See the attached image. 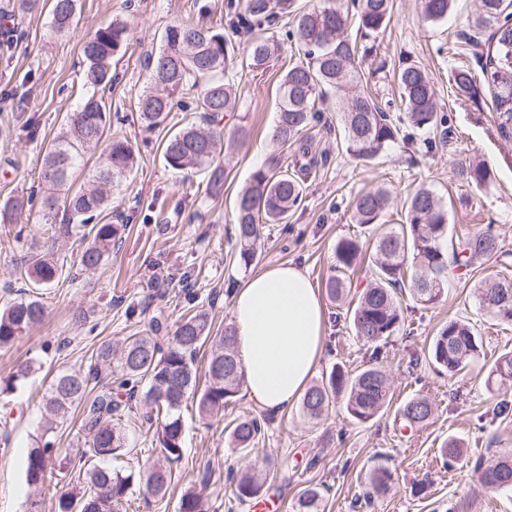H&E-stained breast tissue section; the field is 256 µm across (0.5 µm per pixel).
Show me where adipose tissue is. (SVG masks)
Returning a JSON list of instances; mask_svg holds the SVG:
<instances>
[{
    "label": "adipose tissue",
    "instance_id": "obj_1",
    "mask_svg": "<svg viewBox=\"0 0 512 512\" xmlns=\"http://www.w3.org/2000/svg\"><path fill=\"white\" fill-rule=\"evenodd\" d=\"M326 321L323 298L298 265H273L243 282L231 324L257 409L277 415L297 401L323 354Z\"/></svg>",
    "mask_w": 512,
    "mask_h": 512
}]
</instances>
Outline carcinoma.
Here are the masks:
<instances>
[{"mask_svg": "<svg viewBox=\"0 0 512 512\" xmlns=\"http://www.w3.org/2000/svg\"><path fill=\"white\" fill-rule=\"evenodd\" d=\"M77 0H51V26L57 33L70 29ZM426 20L439 23L453 12L456 0H421ZM291 0H247L246 12L230 22L251 29L285 13ZM392 0H361L359 27L365 34L376 33L391 22ZM512 0H480L472 21L475 31L491 30L487 43V64L482 73L494 89V128L504 142H512ZM296 44L309 62L292 65L280 84V106L274 137L286 145H298L309 153L305 132L319 119L321 106L332 93L339 104L346 152L369 165L399 140L400 127L381 111L373 98L357 89V59L360 46L346 31L349 13L342 7L324 6L299 11L293 18ZM127 45V27L111 22L98 28L84 43L83 86L90 89L78 112L53 139L43 156L40 178L46 191L41 207L49 216L63 206L69 215L68 226L91 239L81 253L80 264L95 269L112 255V243L120 235L121 224H99L96 219L112 204V188L132 170L135 154L131 143L122 138H107L110 107L101 91L112 82V62ZM228 53L224 34L207 25L174 24L161 38V48L151 61V80L139 95V118L148 128L164 124L177 98L185 91L197 92L196 111L210 124L204 129L187 125L164 142L163 158L175 170H193L207 178L209 190L218 194L224 186V168L216 162V149L223 131L215 128L219 113L232 106L231 86L224 82ZM281 46L264 38L247 47L249 66L259 69L279 57ZM401 89V104L410 125L428 131L444 124L438 112L434 85L425 68L407 63L396 73ZM458 93L477 92V77L471 68L453 71ZM104 145V160L84 187L58 197L65 188L71 169L82 151ZM459 177L475 187L484 186L491 169L481 161L461 165ZM303 178L283 170L271 174L255 170L236 201L235 247L233 263L249 269L257 261L256 243L267 224H286L290 212L303 198ZM389 192L377 187L358 194L353 200L356 223L371 229V279L360 287L350 274L362 262L363 246L356 238L336 243V272L326 283L327 295L336 302L348 301L347 315L355 336L371 348L368 364L353 373L336 363L321 380L309 387L300 402L301 414L312 423L322 419L333 404L343 405L349 418L367 423L383 416L392 406L389 374L384 365L385 348L405 323L402 298L410 296L423 307L439 303L451 278L466 274L474 259L491 257L500 250L498 238L489 232L467 233L448 240V206L429 187L422 186L406 199L404 224L385 225L381 216L389 208ZM60 267L53 248L46 249L26 263L24 276L37 287H46L59 277ZM480 305L493 316L512 323V281L502 279L478 284ZM45 314L41 297L28 294L0 309V348H8ZM161 324L151 333L128 336L120 348L103 344L94 362L84 373L57 375L46 392L47 415L63 419L69 410L82 407L80 428L85 448L80 456H64L60 469L72 468L82 474L78 490L65 491L51 503L50 512H120L135 483L165 497L172 481V464L183 457V422L180 408L189 394L196 395L199 417L209 420L223 415L236 402L245 384V375L235 357L233 327L224 335H211L208 313L199 310L184 316L174 335H160ZM211 344L207 363L208 384L199 388L194 357ZM481 344L475 327L463 319L443 325L428 348V358L439 372L452 378L480 356ZM512 379V354L499 356L488 379ZM140 400L146 419L164 417L158 443L164 461L149 466L143 473L125 472L97 461L120 458L129 453L121 430V417L129 401ZM433 414L431 401L415 396L398 408L405 426L424 424ZM230 445L247 452L265 436L267 418L257 414L235 417L226 426ZM52 442L37 441L25 460V480L37 487L53 477L50 461ZM478 479L484 486L512 488V454L500 455L493 462L478 466ZM268 470L247 471L229 476L235 499L243 503L263 491ZM391 474L384 467L368 474L365 504L370 507L389 488ZM324 485L306 487L298 500V512H318ZM179 512H208L200 490L185 491Z\"/></svg>", "mask_w": 512, "mask_h": 512, "instance_id": "obj_1", "label": "carcinoma"}]
</instances>
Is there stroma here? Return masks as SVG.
Instances as JSON below:
<instances>
[{
    "label": "stroma",
    "mask_w": 512,
    "mask_h": 512,
    "mask_svg": "<svg viewBox=\"0 0 512 512\" xmlns=\"http://www.w3.org/2000/svg\"><path fill=\"white\" fill-rule=\"evenodd\" d=\"M49 4L0 0V202H25L11 222L0 223V308L28 289L25 261L51 235L52 225L66 221L64 212L47 218L40 209L41 161L78 104L84 41L113 20L127 25L128 46L114 59L106 93L110 134L132 144L137 163L112 194V213L124 228L109 259L97 269L83 270L79 255L85 243L77 235L67 238L57 252L61 274L42 290L44 320L10 349L0 350V381L22 363L34 366L16 390L0 395V512H48L63 490L53 480L29 488L20 464L21 451L41 433L43 397L54 374L87 370L101 344L146 333L155 319L172 332L182 314L202 310L213 335L230 325V292L247 278L230 259L235 198L256 169L275 172L294 165L296 156L294 147L273 137L280 79L289 66L304 60L286 38L291 13L279 15L260 32L281 43L279 59L252 70L244 65L252 35L229 24L231 16L245 11L246 0H78L73 27L60 34L51 28ZM477 7V0H457L447 22L433 24L424 19L420 0H393L389 26L364 39L368 52L358 63L359 86L383 111L401 118L394 72L405 62L424 67L450 133L438 128L423 133L402 121L398 143L366 167L346 152L337 105L329 103L320 123L307 133L318 163L304 182L301 205L287 224L267 225L257 243L259 267L291 262L306 271L316 288H324L336 264L338 239L369 236L352 217L353 198L378 186L392 196L383 223H402L405 198L426 185L448 204L449 236L488 229L498 237L500 251L476 259L466 275L450 280L442 301L408 309L403 328L386 348L395 404L427 396L434 409L427 424L416 433L403 432L394 410L357 423L338 404L313 424L294 406L272 416L264 440L243 453L230 448L224 425L254 412L247 394H239L220 420L201 419L195 399L189 398L181 408L183 458L173 466L168 494L157 499L144 487H134L127 512H178L185 490L204 479L210 512H295L301 490L320 483L331 487L320 512H362L366 474L380 465L392 477L375 512H512V490L487 489L473 471L477 459L512 452V413L496 412L500 401L512 402V381L487 380L493 362L512 351V324L487 313L475 291L481 282L512 280V143L495 134L491 85L478 82L476 95L463 97L452 82L458 66L476 69L486 61L488 36H473L469 27ZM176 23L214 26L227 42L224 78L235 84L237 98L222 124L235 146L222 159L226 177L217 196L207 192L202 176L186 178L167 167L162 156L167 137L195 120L192 96H184L159 128L146 129L138 118L137 96L148 83V59L158 53L165 28ZM427 137L438 143L430 153L423 146ZM473 158L493 171L486 187L468 185L457 175L458 165ZM185 272L193 279L188 295L176 280ZM132 305L137 311L131 316L127 309ZM325 306L327 346L317 373L336 363L362 368L366 348L353 336L345 307L331 300ZM78 309L86 314L81 324L72 319ZM453 318L475 325L483 349L451 379L437 374L426 354L432 336ZM144 412L141 403H133L122 420L130 449L124 458L128 471L161 455L157 427L144 421ZM451 439L461 443L462 453L448 467L442 446ZM271 463L278 473L268 491L258 499L235 500L226 482L228 470H263Z\"/></svg>",
    "instance_id": "obj_1"
}]
</instances>
